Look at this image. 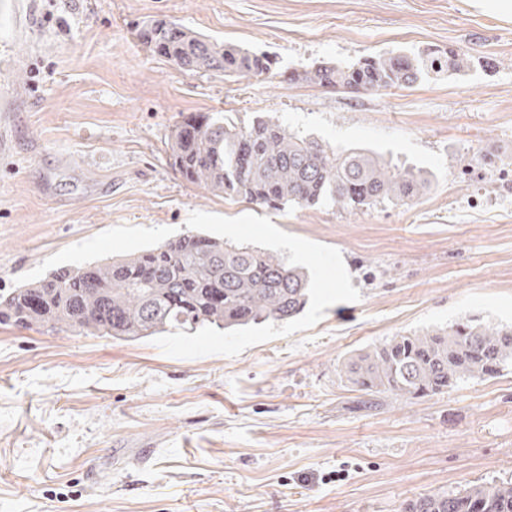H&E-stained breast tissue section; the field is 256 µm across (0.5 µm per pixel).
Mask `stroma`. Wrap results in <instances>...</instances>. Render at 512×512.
I'll return each instance as SVG.
<instances>
[{"mask_svg":"<svg viewBox=\"0 0 512 512\" xmlns=\"http://www.w3.org/2000/svg\"><path fill=\"white\" fill-rule=\"evenodd\" d=\"M165 18L275 56L282 74L187 73L137 25ZM473 62L375 94L286 72L375 53ZM0 290L199 229L308 268L305 311L129 342L0 326V512H399L512 480V370L372 410L352 350L464 316L512 323V22L468 0H22L0 18ZM195 112L361 145L430 173L415 206L280 210L188 183Z\"/></svg>","mask_w":512,"mask_h":512,"instance_id":"stroma-1","label":"stroma"}]
</instances>
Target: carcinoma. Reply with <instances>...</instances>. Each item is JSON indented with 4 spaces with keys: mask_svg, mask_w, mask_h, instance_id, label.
<instances>
[{
    "mask_svg": "<svg viewBox=\"0 0 512 512\" xmlns=\"http://www.w3.org/2000/svg\"><path fill=\"white\" fill-rule=\"evenodd\" d=\"M139 37L183 71L248 80L280 75L266 54L163 18L145 23ZM470 65L467 54L453 48L391 52L292 71L288 80L372 93L411 87L434 72L461 74ZM169 150L172 167L187 182L273 209L333 204L355 215L385 203L413 206L430 186L419 171L393 167L371 149L332 147L270 116L244 127L220 113L187 116L173 126ZM310 295L307 271L286 258L187 231L122 258L59 267L0 293V325L139 341L286 321L305 309ZM509 368L512 325L466 316L446 328L398 333L353 351L339 374L361 393L359 407L372 409L383 397L411 402ZM400 512H512V481L419 495L405 500Z\"/></svg>",
    "mask_w": 512,
    "mask_h": 512,
    "instance_id": "1",
    "label": "carcinoma"
}]
</instances>
